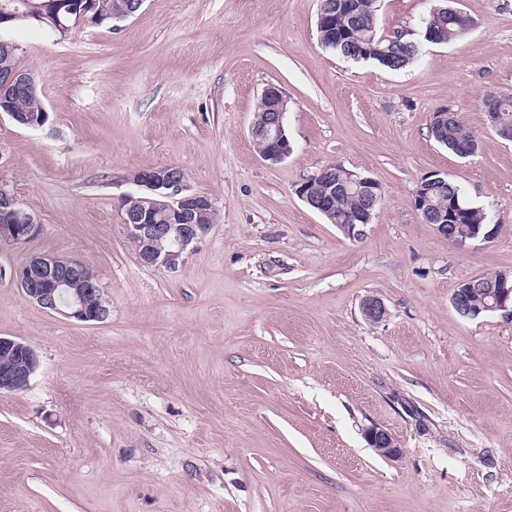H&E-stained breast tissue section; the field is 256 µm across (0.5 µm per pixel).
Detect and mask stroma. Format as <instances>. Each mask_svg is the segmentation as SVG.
Segmentation results:
<instances>
[{"instance_id": "stroma-1", "label": "stroma", "mask_w": 512, "mask_h": 512, "mask_svg": "<svg viewBox=\"0 0 512 512\" xmlns=\"http://www.w3.org/2000/svg\"><path fill=\"white\" fill-rule=\"evenodd\" d=\"M434 3L380 0L377 29L417 28ZM455 5L473 28L400 72L322 47L320 0H144L109 29L14 30L49 119L0 112V181L40 226L0 242V336L40 359L28 389L0 393V512H512V318L451 304L512 272V142L484 106L512 92V0ZM270 85L292 144L274 165L249 135ZM445 108L473 156L431 138ZM329 164L382 186L362 239L295 193ZM163 165L217 213L173 269L141 264L121 223L133 173ZM431 172L494 239L459 247L420 223ZM38 255L81 262L108 317L31 302L15 273ZM367 439L372 448H376L386 457L395 458L400 454L395 439L385 430L370 428L367 432Z\"/></svg>"}]
</instances>
